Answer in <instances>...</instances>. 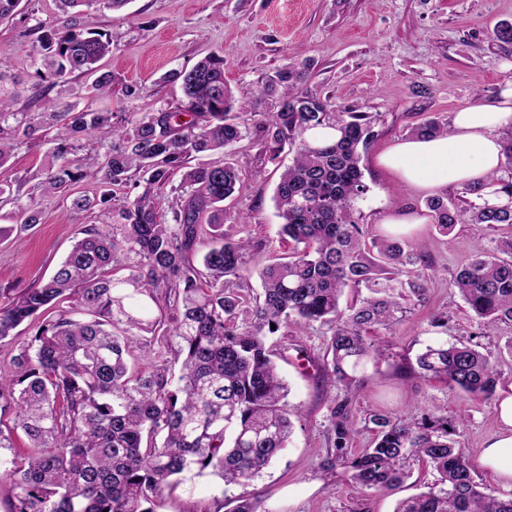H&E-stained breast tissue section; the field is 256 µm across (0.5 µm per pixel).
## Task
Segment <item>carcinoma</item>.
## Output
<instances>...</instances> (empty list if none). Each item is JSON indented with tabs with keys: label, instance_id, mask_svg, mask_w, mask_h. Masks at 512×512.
Wrapping results in <instances>:
<instances>
[{
	"label": "carcinoma",
	"instance_id": "carcinoma-1",
	"mask_svg": "<svg viewBox=\"0 0 512 512\" xmlns=\"http://www.w3.org/2000/svg\"><path fill=\"white\" fill-rule=\"evenodd\" d=\"M22 0H0V22L35 20L42 51L30 99L42 112H13L14 96L0 91V168L11 152L43 128L53 148L36 178L46 195L63 194L91 177L102 191L76 196L74 211L98 207L109 219L85 225L54 273L36 288L0 289V342L22 324L33 334L0 373V450L20 431L28 454L0 459V478L13 492L10 512H157L172 479L207 469L225 486H246L288 447L293 433L288 387L275 361L287 347L272 337L313 323L328 327L323 371L340 386L328 408L333 450L322 469H342L362 500L389 492L409 476L407 463L438 473L439 488L398 502L395 512H512V493L482 490L456 436L464 419L425 407L394 417L379 411L357 418L358 369L384 349L368 340L388 330L396 314L425 302L432 261L399 236L366 240L354 202L366 191L361 153L376 136L368 112L344 111L333 98L300 89L304 63L269 76L249 104L224 83V58L209 55L189 69L163 76L179 84L177 111L89 112L49 97L69 76L97 74L93 89L108 92L112 73L98 63L112 53L110 33L88 28L84 8L97 0H55L49 21L22 12ZM338 135L323 142L313 129ZM254 130L263 158L284 150L293 161L273 195L281 234L293 243L283 261L260 272L262 292L243 287L250 237L224 234V200L242 188L235 163L197 159L224 151ZM448 133L430 118L413 130L420 138ZM88 135L104 150L98 171L83 169L75 142ZM505 175L489 184L512 199V130L502 136ZM177 185H170L175 174ZM117 186L135 194L119 198ZM170 187L163 196L161 190ZM483 187L457 197L429 196L433 226L447 236L460 224L506 226L479 245L473 260L450 281L479 320L476 339L512 328V204L480 203ZM34 204L17 208L0 239L41 223ZM127 275L114 277L117 268ZM349 305L341 307L345 291ZM367 294H362V291ZM164 344L181 361L180 374L152 355ZM408 378L439 380L485 401L500 376L478 344L441 338L403 367ZM373 432L356 455L348 447L359 428ZM229 512H261L242 494Z\"/></svg>",
	"mask_w": 512,
	"mask_h": 512
}]
</instances>
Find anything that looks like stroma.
Returning a JSON list of instances; mask_svg holds the SVG:
<instances>
[{"instance_id":"stroma-1","label":"stroma","mask_w":512,"mask_h":512,"mask_svg":"<svg viewBox=\"0 0 512 512\" xmlns=\"http://www.w3.org/2000/svg\"><path fill=\"white\" fill-rule=\"evenodd\" d=\"M91 22L113 34L117 44L103 64L114 76L112 91L95 93L91 80L76 77L83 92L80 109L92 112H150L176 108L178 85L162 82L165 73L193 66L210 54L224 58V80L235 96L251 100L268 76L292 58L311 61L308 90L331 96L338 106L375 114L376 138L362 155L367 190L355 203L364 233L382 235V221L396 208L427 214L425 197L377 166L376 158L394 142L409 138L412 127L432 117L446 121L454 112L512 89V44L493 41L495 27L512 22V0H131L120 11L95 5ZM37 35H21L17 26L0 24V64L23 83L35 75ZM142 88L139 99H125V86ZM48 139L27 140L0 168V185L32 174L45 162ZM244 174L239 195L224 202L227 213L251 207L250 227L226 223L225 233L252 235L260 248L250 250L245 285L260 293V271L287 256L279 241L280 221L272 200L280 172L259 154L255 135L238 142L229 154ZM100 185L84 180L71 185L68 197L44 196L26 185L22 199H36L42 222L26 233L21 246L0 242V286L31 288L46 279L67 255L84 225L99 221L98 211L70 210L69 196H98ZM500 234L479 224H465L450 235L432 222L415 228L409 243L433 261L426 302L373 335L387 350L385 359L368 361L359 412L402 414L426 406L455 418L465 416L458 441L469 461H476L495 433L494 404L449 389L435 380L404 379L403 358L415 357L438 336L466 339L478 322L449 279L473 259L478 243ZM448 314L447 329L432 326L433 316ZM328 333L314 324L293 331L279 362L289 387L287 401L300 407L288 447L260 477L246 487L225 486L211 472L178 477L165 490L159 512H216L227 498L260 497L266 512H353L358 498L345 480H332L320 464L332 447L328 406L338 389L322 375L312 357L321 355ZM410 477L398 489L370 497L367 512H394L398 502L432 486L437 473L410 462Z\"/></svg>"}]
</instances>
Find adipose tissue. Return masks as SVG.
I'll return each instance as SVG.
<instances>
[{"mask_svg": "<svg viewBox=\"0 0 512 512\" xmlns=\"http://www.w3.org/2000/svg\"><path fill=\"white\" fill-rule=\"evenodd\" d=\"M512 127V93L482 100L455 112L447 134L394 143L378 158L384 169L419 193L486 182L505 163L500 130ZM499 426L487 440L477 464L512 490V386L501 391L496 406Z\"/></svg>", "mask_w": 512, "mask_h": 512, "instance_id": "1", "label": "adipose tissue"}]
</instances>
